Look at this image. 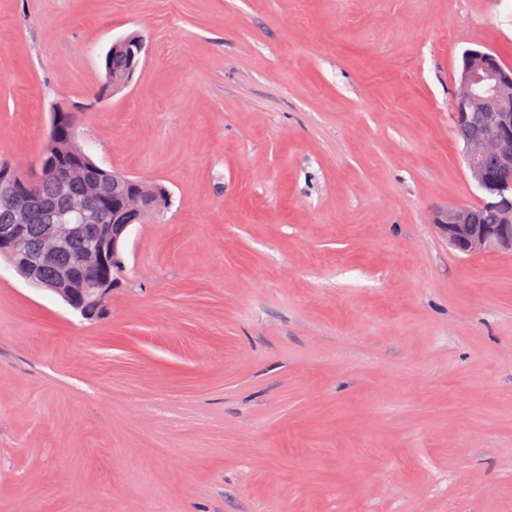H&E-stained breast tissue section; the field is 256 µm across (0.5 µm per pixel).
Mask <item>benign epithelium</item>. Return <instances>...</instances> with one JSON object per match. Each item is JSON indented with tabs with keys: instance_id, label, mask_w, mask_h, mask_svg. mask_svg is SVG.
I'll return each instance as SVG.
<instances>
[{
	"instance_id": "7a95c632",
	"label": "benign epithelium",
	"mask_w": 512,
	"mask_h": 512,
	"mask_svg": "<svg viewBox=\"0 0 512 512\" xmlns=\"http://www.w3.org/2000/svg\"><path fill=\"white\" fill-rule=\"evenodd\" d=\"M453 119L462 134L467 170L483 194L479 208L485 220L475 223L470 207L456 205L435 211L433 224L448 245L464 255L511 250L512 181L505 180L502 172H512V68L499 63L487 50H466L453 96ZM60 137L76 139V126L68 120L65 109L57 110L47 141ZM62 165L63 160L43 155L39 174L24 181L8 169L0 171V187L12 192L15 202V223L0 226V254L13 256L16 272L32 286L57 294L71 308L92 317L112 289L113 273L124 268L121 244L129 225L122 223L121 213L161 210L168 205L170 194L162 186L154 187L148 196L133 188L116 201L105 187L124 174L114 171L108 176L89 159L74 171L104 178L102 182L94 180L100 189L97 204L71 197L67 179L59 178L68 223L60 224L50 215L47 243L31 254L24 249L23 231L36 200V185L49 174H60ZM75 234L87 239V254L57 263ZM49 267L54 268V274L47 277L44 269Z\"/></svg>"
}]
</instances>
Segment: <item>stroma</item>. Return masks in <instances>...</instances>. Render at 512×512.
<instances>
[{
    "mask_svg": "<svg viewBox=\"0 0 512 512\" xmlns=\"http://www.w3.org/2000/svg\"><path fill=\"white\" fill-rule=\"evenodd\" d=\"M469 48L512 0H0V162L76 107L170 193L98 318L0 256V512H512V250L432 223ZM134 62L135 60H132L121 45H114L113 43L104 58L105 70L106 67H109L112 73L117 75H122L126 71H129L134 65ZM112 73H108L107 81L108 83H112V89L119 90L129 82L134 70L119 77L112 75Z\"/></svg>",
    "mask_w": 512,
    "mask_h": 512,
    "instance_id": "stroma-1",
    "label": "stroma"
}]
</instances>
